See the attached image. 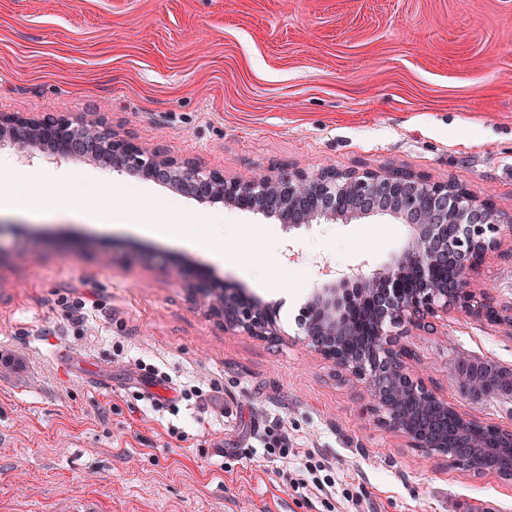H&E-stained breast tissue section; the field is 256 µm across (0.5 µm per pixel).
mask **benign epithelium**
Wrapping results in <instances>:
<instances>
[{"label":"benign epithelium","mask_w":512,"mask_h":512,"mask_svg":"<svg viewBox=\"0 0 512 512\" xmlns=\"http://www.w3.org/2000/svg\"><path fill=\"white\" fill-rule=\"evenodd\" d=\"M47 136L54 140L55 160L69 158L78 143L89 142L93 159L118 173H138L147 180L162 174L201 202L275 216L288 230L353 215L380 213L404 220L411 235L390 264L369 274L361 265L342 273L322 268L321 286L298 319L297 342L331 362L340 375L364 384L378 426L409 448L474 472V462L484 454L479 440L484 424L448 405L414 373L400 337L421 327L424 318L451 309L466 315L489 313L512 323V303L492 307L474 284L480 267L502 246L495 236L499 220L491 200L458 183L432 182L409 172L297 168L228 179L194 162L147 150L99 113H0V142L10 143L25 158ZM317 198L332 206L317 209ZM189 288L224 329L260 339L282 336L278 303L250 297L237 285L217 284L200 273L192 276Z\"/></svg>","instance_id":"7a95c632"}]
</instances>
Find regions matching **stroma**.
I'll use <instances>...</instances> for the list:
<instances>
[{
    "label": "stroma",
    "mask_w": 512,
    "mask_h": 512,
    "mask_svg": "<svg viewBox=\"0 0 512 512\" xmlns=\"http://www.w3.org/2000/svg\"><path fill=\"white\" fill-rule=\"evenodd\" d=\"M98 112L150 150L246 177L372 169L491 197L512 241V0H0V113ZM28 174L136 186L275 238L301 286H261L210 253L47 215L0 216V512H327L294 490L308 454L337 512H512V479L474 475L377 426L359 383L291 343L327 263L378 268L406 246L387 215L286 231L76 156ZM282 306L284 340L224 330L185 273ZM512 300V250L481 267ZM97 308L73 320L70 302ZM461 413L512 428V402L457 390L462 356L512 367V326L449 312L403 337ZM157 370L147 377L146 368ZM289 445L275 447L280 430Z\"/></svg>",
    "instance_id": "1"
}]
</instances>
